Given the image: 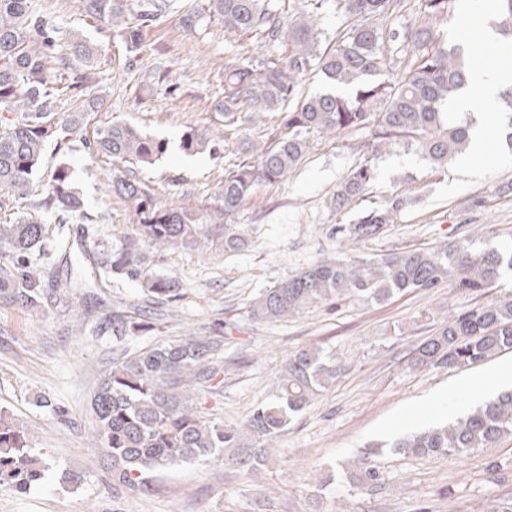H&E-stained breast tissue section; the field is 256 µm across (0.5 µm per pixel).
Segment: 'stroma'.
Wrapping results in <instances>:
<instances>
[{
    "label": "stroma",
    "instance_id": "obj_1",
    "mask_svg": "<svg viewBox=\"0 0 512 512\" xmlns=\"http://www.w3.org/2000/svg\"><path fill=\"white\" fill-rule=\"evenodd\" d=\"M275 5L285 22L302 11L318 14L325 45L334 44L344 26L336 0ZM32 8L53 21L57 52L67 51L76 31L98 48L96 66L74 61L69 72H88L89 92L104 105L86 132L47 150L33 193L37 200L46 196L62 161L81 190L85 216L70 224L80 246L58 278L65 288L83 276L88 256L135 233L131 206L104 188L110 163L94 158L84 144L97 128L128 122L168 141L163 159L139 168L140 178L162 203L207 218L219 204L225 169L239 161L240 142H271L279 116L262 114L240 130L219 124L214 104L224 95L225 63L260 56L269 47L254 33L225 40L222 24L204 17L206 0H177L175 12L144 29L143 49L133 60L109 26L86 16L82 0H32ZM186 13L201 15L197 28L181 24ZM190 126L220 134L218 154L183 152L181 135ZM372 144L366 130L310 134L301 164L281 181L256 187L230 216L248 235L244 251L225 253L221 242L205 234L191 249L139 243L152 269L175 277L184 289L177 317L160 322L159 335L172 339L191 325L200 334L219 331L226 338L224 388L203 397L205 407L226 423L241 424L273 392L293 351L316 345L340 364L335 382L278 438L268 468L253 476L184 463L151 474L147 490L113 491L101 450L90 441L94 422L87 412L111 334L77 333L76 310L35 313L2 305L0 410L26 429L36 452L58 469L81 473L83 481L26 494L0 489V512H512V435L462 458L383 456V478L371 489L350 485L342 468L366 444L453 419L465 406L504 391V384L486 386L482 380L512 365V349L458 368H416L412 358L450 315L512 292L511 275L479 292L445 283L379 304L311 308L277 322L250 314L259 291L341 250L336 225L355 223L396 196L406 199V207L379 235L356 244L357 254L433 249L473 233L483 248L512 240V151L494 141L470 168L455 160L435 168L417 151L395 145L376 160L370 185L337 207L339 185L369 157ZM57 406L68 412V421L56 417Z\"/></svg>",
    "mask_w": 512,
    "mask_h": 512
}]
</instances>
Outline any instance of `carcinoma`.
<instances>
[{
    "instance_id": "1",
    "label": "carcinoma",
    "mask_w": 512,
    "mask_h": 512,
    "mask_svg": "<svg viewBox=\"0 0 512 512\" xmlns=\"http://www.w3.org/2000/svg\"><path fill=\"white\" fill-rule=\"evenodd\" d=\"M86 13L112 27V34L130 55L142 50V29L173 10V0H84ZM347 25L335 45L322 48L317 18L301 12L285 24L273 0H207L208 18L224 25L231 40L260 32L269 45L288 47V56L265 54L252 63L224 66V96L214 106L226 127L261 113H279V135L267 146L245 139L249 158L224 170L220 214L238 211L260 184H274L296 167L312 133L357 131L375 126L373 152L392 144L415 148L434 164H445L466 151L469 128L447 112L448 101L464 88L471 61L490 52L482 42L466 47L448 41V22L457 0H422L423 19L414 25L386 28L381 20L401 9V0H340ZM499 31L512 39V0H497ZM55 30L31 9V0H0V304L29 311L73 305L56 288L55 268L46 263L52 249L70 251L65 230L69 220L83 216L84 202L69 165L61 162L43 199L30 202L35 173L50 142L64 140L87 124L103 99L86 94V78L62 81L69 69L64 55H53ZM405 53L403 72L395 80L382 76L391 67L387 45ZM71 54L86 62L98 49L75 32ZM319 69L344 95L319 93L298 97L299 77ZM78 104L60 112L62 97ZM504 115L505 146L512 151V90L499 95ZM95 158L106 157L112 169L109 191L134 210L137 235L97 254L91 263L95 286L104 292L112 275L121 274L141 287L142 301L118 305L108 322L112 357L99 374L90 398L94 438L103 461L112 470V487L137 490L149 475L179 463L202 460L249 474L266 468L274 444L292 418L336 379V360L316 346L288 355L277 377L276 394L251 411L244 425H229L202 412L196 399L211 388L222 371L224 336L186 334L157 340L132 351L125 341L157 329L155 311L181 300L183 288L171 276L158 274L139 253L144 238L158 247L192 248L206 231L224 240V251L249 247L236 224L203 223L202 217L178 207L158 205L137 166L161 160L168 142L142 133L130 123H113L86 141ZM188 153L218 150L213 134L194 127L181 137ZM375 178L373 159L354 167L336 191V207H344ZM406 200L395 197L372 209L355 224L340 225L344 241L374 237L391 223ZM506 271L512 272V242L478 249L470 240L432 250H413L384 257L321 256L301 271L260 291L250 302L252 318L274 322L311 307L336 309L352 301L385 302L397 295L439 287L479 291L489 288ZM512 349V293L498 300L467 307L448 319L438 334L420 344L413 356L417 367L450 368L483 361ZM512 433V391L502 392L469 408L452 422L419 433L376 443L345 464V476L356 487H373L382 480L378 457L386 453L414 457L466 456L490 448ZM52 464L29 444L24 428L0 410V488L24 493L41 486Z\"/></svg>"
}]
</instances>
